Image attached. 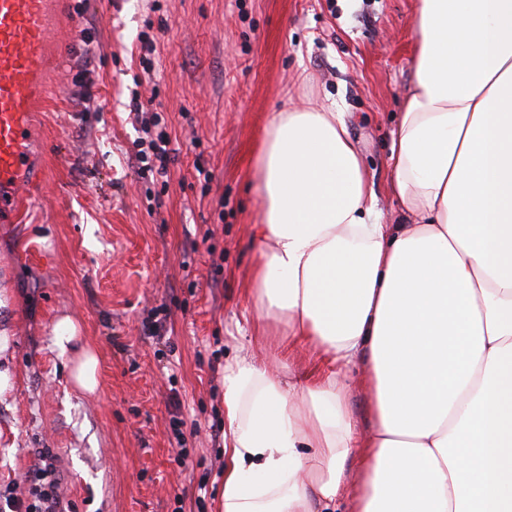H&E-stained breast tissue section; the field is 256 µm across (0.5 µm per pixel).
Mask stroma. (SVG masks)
<instances>
[{
  "label": "stroma",
  "instance_id": "stroma-1",
  "mask_svg": "<svg viewBox=\"0 0 512 512\" xmlns=\"http://www.w3.org/2000/svg\"><path fill=\"white\" fill-rule=\"evenodd\" d=\"M415 8L67 0L58 92L35 121L45 181L19 223H0L14 377L0 400V493L25 497L35 451L48 448L65 512H217L224 434L211 426L224 420L225 361L263 363L278 348L292 373L321 366L281 331L263 334L249 310L265 125L293 106L337 104L382 223H397L388 163ZM149 26L159 30L156 75L138 86ZM134 95L142 112L129 108ZM146 124L170 138L167 177L133 159ZM63 315L98 351L95 395L77 392L55 344Z\"/></svg>",
  "mask_w": 512,
  "mask_h": 512
}]
</instances>
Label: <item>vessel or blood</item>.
I'll return each mask as SVG.
<instances>
[{"label": "vessel or blood", "mask_w": 512, "mask_h": 512, "mask_svg": "<svg viewBox=\"0 0 512 512\" xmlns=\"http://www.w3.org/2000/svg\"><path fill=\"white\" fill-rule=\"evenodd\" d=\"M61 0H0V219L18 214L20 191L40 182L32 114L50 98Z\"/></svg>", "instance_id": "b4317fda"}]
</instances>
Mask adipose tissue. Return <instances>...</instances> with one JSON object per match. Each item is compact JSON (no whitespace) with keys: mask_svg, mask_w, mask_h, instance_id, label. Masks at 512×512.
<instances>
[{"mask_svg":"<svg viewBox=\"0 0 512 512\" xmlns=\"http://www.w3.org/2000/svg\"><path fill=\"white\" fill-rule=\"evenodd\" d=\"M412 84L384 224L336 106L272 115L251 291L265 326L325 361L224 364L219 512H512V0H417ZM70 375L99 387L96 349ZM362 363L359 429L347 372Z\"/></svg>","mask_w":512,"mask_h":512,"instance_id":"1","label":"adipose tissue"}]
</instances>
